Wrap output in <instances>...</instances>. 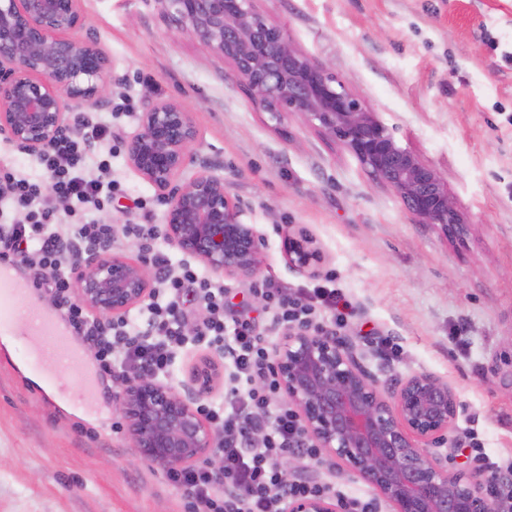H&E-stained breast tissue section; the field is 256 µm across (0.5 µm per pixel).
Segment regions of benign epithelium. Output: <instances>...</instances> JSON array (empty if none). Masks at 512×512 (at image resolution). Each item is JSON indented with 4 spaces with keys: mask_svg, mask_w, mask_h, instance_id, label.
Segmentation results:
<instances>
[{
    "mask_svg": "<svg viewBox=\"0 0 512 512\" xmlns=\"http://www.w3.org/2000/svg\"><path fill=\"white\" fill-rule=\"evenodd\" d=\"M79 0H0V136L32 157L75 130L83 109L108 98L111 59L82 28ZM161 14L232 65L231 78L275 124L291 112L355 157L376 183L392 188L413 219L443 228L463 219L438 172L400 145L330 67L295 49L285 29L255 0H156ZM191 113L171 101L143 103L127 140L130 167L165 201L164 232L179 252L227 277L259 269L265 237L242 222L219 167L194 150ZM292 270L319 273L322 251L311 236L287 234ZM134 249L102 240L71 257L73 295L100 320L126 316L151 293L149 263ZM273 369L298 415L303 435L360 476L392 512H490L482 471L450 473L426 448L448 442L458 403L448 382L430 374L381 380L352 341L307 325L288 328ZM221 375L204 358L184 384L189 396L148 372L116 378L114 399L136 460L167 468L217 457L214 429L197 403ZM289 512H336L325 497L294 500Z\"/></svg>",
    "mask_w": 512,
    "mask_h": 512,
    "instance_id": "benign-epithelium-1",
    "label": "benign epithelium"
}]
</instances>
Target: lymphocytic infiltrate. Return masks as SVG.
Wrapping results in <instances>:
<instances>
[{"label":"lymphocytic infiltrate","mask_w":512,"mask_h":512,"mask_svg":"<svg viewBox=\"0 0 512 512\" xmlns=\"http://www.w3.org/2000/svg\"><path fill=\"white\" fill-rule=\"evenodd\" d=\"M111 136V128L95 125L84 136L57 140L40 158L49 176L45 182L17 173L9 161L0 162V193L21 214L12 223L0 224V261L18 265L37 256V285L54 298L73 331L95 346L105 372L166 375L178 352L193 341L207 342L229 362L231 385L223 400L202 409L224 435L221 467L194 465L166 472L168 482L182 492L194 512H288L293 500L330 495L336 496L342 512H375L365 494L305 478L286 482L280 472L285 455L315 460L320 451L303 436L295 411L277 400L280 384L270 362V335L291 325L312 324L322 307L328 310L332 325L344 326L353 314V303L343 289L317 287L301 300L284 287L263 284L259 293L268 313V325L263 328L254 321L227 316L223 283L211 279L191 260H172L157 245L159 225L127 224L123 234L140 242L160 277L145 307L146 326L123 319L102 321L71 301L72 255L112 232L111 225L95 223L90 216L120 188L109 175L107 160L95 163L90 157L91 141ZM93 165L99 170L95 177L89 173ZM59 199L86 212V220L57 223ZM189 297L204 311L192 338L183 332L184 303Z\"/></svg>","instance_id":"obj_1"}]
</instances>
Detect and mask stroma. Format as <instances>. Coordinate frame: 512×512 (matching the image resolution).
<instances>
[{"mask_svg": "<svg viewBox=\"0 0 512 512\" xmlns=\"http://www.w3.org/2000/svg\"><path fill=\"white\" fill-rule=\"evenodd\" d=\"M306 56L434 167L465 230L415 223L400 197L372 182L340 143L305 117L273 126L230 76L231 66L166 21L156 0H79L84 31L109 55L110 103L86 109L112 128L111 174L127 196L96 222L160 224L156 190L126 162L124 144L146 100L192 113L197 151L218 165L242 220L265 236L259 272L228 277L232 302L271 282L298 297L334 280L354 313L340 328L380 378L427 372L458 401L450 442L433 449L449 471L466 469L479 441L512 461V0H257ZM307 228L325 262L292 271L285 233ZM21 305L61 312L9 266ZM0 330V512H186L159 465L136 464L113 411L116 388L86 341L78 362L53 376ZM89 388L83 402L73 394Z\"/></svg>", "mask_w": 512, "mask_h": 512, "instance_id": "35a3bbf8", "label": "stroma"}]
</instances>
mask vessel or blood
I'll return each instance as SVG.
<instances>
[{
    "instance_id": "vessel-or-blood-1",
    "label": "vessel or blood",
    "mask_w": 512,
    "mask_h": 512,
    "mask_svg": "<svg viewBox=\"0 0 512 512\" xmlns=\"http://www.w3.org/2000/svg\"><path fill=\"white\" fill-rule=\"evenodd\" d=\"M22 320L26 321L29 337L36 344V354L49 369L61 372L76 363L77 355L56 321L41 311L21 307L8 274L1 271L0 326L8 327Z\"/></svg>"
}]
</instances>
